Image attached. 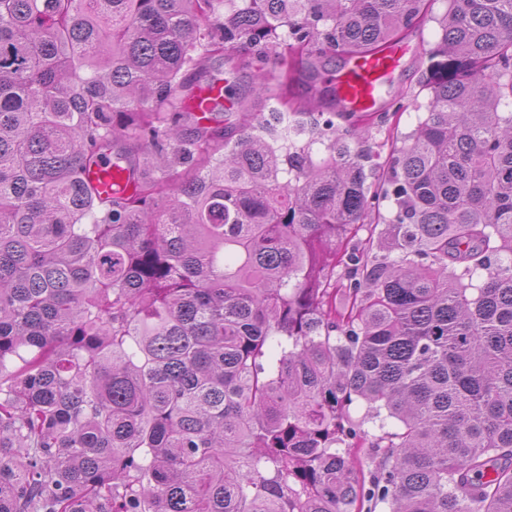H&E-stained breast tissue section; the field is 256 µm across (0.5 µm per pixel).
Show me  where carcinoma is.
<instances>
[{
  "label": "carcinoma",
  "instance_id": "1",
  "mask_svg": "<svg viewBox=\"0 0 512 512\" xmlns=\"http://www.w3.org/2000/svg\"><path fill=\"white\" fill-rule=\"evenodd\" d=\"M446 2L377 185L322 59L425 0H0V512H512V0ZM214 66L224 77L228 79L229 85L247 87L253 80L254 69L247 67L243 61H226L225 57H216L213 61Z\"/></svg>",
  "mask_w": 512,
  "mask_h": 512
}]
</instances>
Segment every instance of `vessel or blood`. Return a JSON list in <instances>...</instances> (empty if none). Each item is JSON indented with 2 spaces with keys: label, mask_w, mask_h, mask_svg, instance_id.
Returning <instances> with one entry per match:
<instances>
[{
  "label": "vessel or blood",
  "mask_w": 512,
  "mask_h": 512,
  "mask_svg": "<svg viewBox=\"0 0 512 512\" xmlns=\"http://www.w3.org/2000/svg\"><path fill=\"white\" fill-rule=\"evenodd\" d=\"M405 49L394 44L375 54L347 57L333 78L339 105L356 112L376 111L402 67Z\"/></svg>",
  "instance_id": "1"
}]
</instances>
